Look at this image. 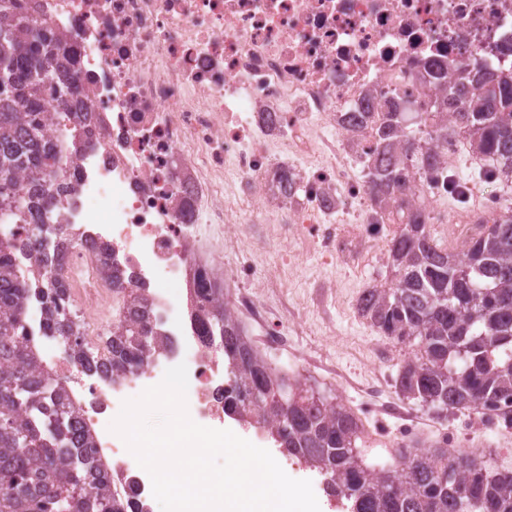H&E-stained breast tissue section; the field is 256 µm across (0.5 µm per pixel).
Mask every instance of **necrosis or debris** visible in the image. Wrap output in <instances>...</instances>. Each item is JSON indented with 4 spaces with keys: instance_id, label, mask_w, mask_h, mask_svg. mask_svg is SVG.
<instances>
[{
    "instance_id": "obj_1",
    "label": "necrosis or debris",
    "mask_w": 512,
    "mask_h": 512,
    "mask_svg": "<svg viewBox=\"0 0 512 512\" xmlns=\"http://www.w3.org/2000/svg\"><path fill=\"white\" fill-rule=\"evenodd\" d=\"M27 7L69 29L92 89L93 119L80 141L53 97L43 114L63 170L61 222L84 240L66 257L79 331L89 346L101 345L141 294L163 341L126 376L104 378L61 355L48 367L67 386L113 494L157 512L149 474L109 425L168 368L187 365L195 423L220 429L234 421L255 444L270 439L265 425L225 406L224 352L201 336L209 279L223 281L234 314L265 318L237 276H225V245L241 242L249 224L281 225L283 242L344 260L382 239L384 221L355 172L367 140L344 129V113L382 112L392 97L407 111H431L444 84L422 65L444 57L512 74V0H28ZM456 149L449 139L439 168L410 171L409 181L431 192V223H452L461 250L478 225L500 216L503 200L453 220L437 206L471 189L448 179ZM313 154L323 163L302 165ZM281 167L297 189L279 182ZM230 173L232 207L224 203ZM345 207L357 234L333 224ZM206 226L222 235L203 251ZM107 248L125 288L103 273Z\"/></svg>"
}]
</instances>
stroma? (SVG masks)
<instances>
[{"instance_id":"stroma-1","label":"stroma","mask_w":512,"mask_h":512,"mask_svg":"<svg viewBox=\"0 0 512 512\" xmlns=\"http://www.w3.org/2000/svg\"><path fill=\"white\" fill-rule=\"evenodd\" d=\"M451 171L467 180L473 190L463 200L448 199L449 212L468 210L482 194L498 188L486 178L481 161L467 147H460ZM224 261L261 280L260 300L288 338L286 345L273 344L267 325L242 319L245 334L260 354L328 401L354 412L366 410L363 429L386 443L377 454L367 455V463H393L397 451L389 442L398 424L378 407L369 390L376 387L384 397L397 398L395 379L404 351L357 310L364 289L391 280L387 252L371 249L349 263L323 258L302 244L286 254L281 250L278 225L264 224L242 249L227 250ZM460 446L483 453L495 467L512 468V431L490 440L467 435L461 437Z\"/></svg>"}]
</instances>
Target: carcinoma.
<instances>
[{
    "label": "carcinoma",
    "instance_id": "obj_1",
    "mask_svg": "<svg viewBox=\"0 0 512 512\" xmlns=\"http://www.w3.org/2000/svg\"><path fill=\"white\" fill-rule=\"evenodd\" d=\"M19 0L0 6V215L34 225L29 248L50 275L38 297L52 336H70L63 354L83 368L113 375L139 370L161 339L149 321L145 299L134 297L118 333L105 341V358L92 356L80 337L64 278L63 260L77 246L56 219L51 187L58 176L55 143L36 120L49 75L63 90L80 79L71 44L48 23L41 32L26 24ZM448 72L450 113L414 116L395 101L385 112H351L353 129H367L371 147L361 156L363 177L374 201L404 213L405 224L388 244L394 277L365 289L358 311L395 344L407 349L398 392L433 408L496 413L512 395V206L498 222L481 228L462 252L438 243L424 203L411 202L408 172L428 171L437 149L457 134L498 178L512 180V77L458 64ZM90 89L58 103L69 114L73 139L92 112ZM56 225L52 243H40L41 224ZM17 243L0 231V512H133L112 498L110 480L91 451L66 387L43 365L38 351L13 337L25 327L32 288L14 262ZM209 335L222 338L233 386L225 400L271 428L278 447L324 476L332 496L350 512H512V469H498L475 451L451 455L446 448L403 450L394 469L367 466L357 448L359 419L347 408L288 382L245 336L212 289Z\"/></svg>",
    "mask_w": 512,
    "mask_h": 512
}]
</instances>
